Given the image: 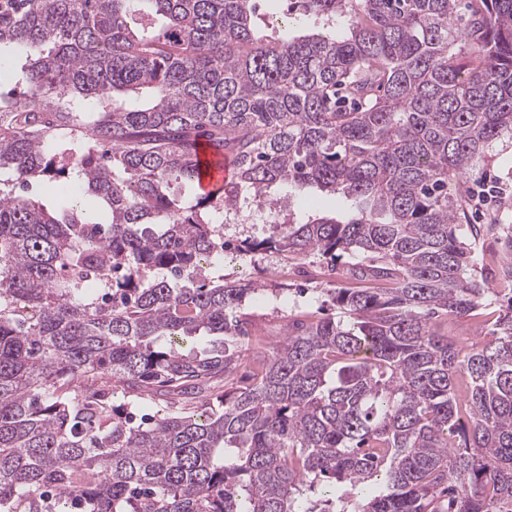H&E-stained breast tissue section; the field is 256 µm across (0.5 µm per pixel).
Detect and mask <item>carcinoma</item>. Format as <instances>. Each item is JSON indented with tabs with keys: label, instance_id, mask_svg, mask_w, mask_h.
<instances>
[{
	"label": "carcinoma",
	"instance_id": "cac0c4a2",
	"mask_svg": "<svg viewBox=\"0 0 512 512\" xmlns=\"http://www.w3.org/2000/svg\"><path fill=\"white\" fill-rule=\"evenodd\" d=\"M260 2L0 7V512H512V302L479 348L432 329L493 293L462 179L512 138V0ZM203 144L235 183L186 197ZM278 188L348 213L239 254L347 255L367 287L224 388L259 289L204 263Z\"/></svg>",
	"mask_w": 512,
	"mask_h": 512
}]
</instances>
